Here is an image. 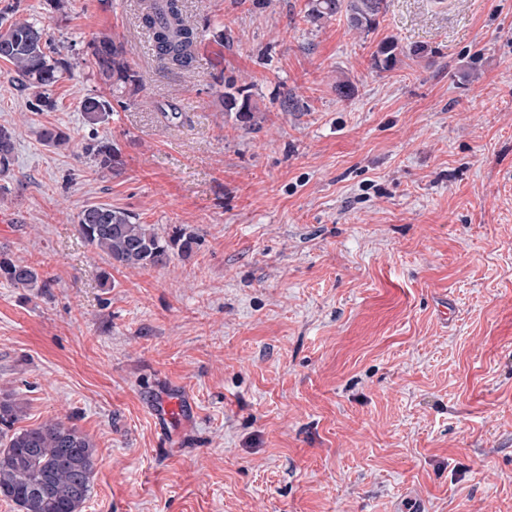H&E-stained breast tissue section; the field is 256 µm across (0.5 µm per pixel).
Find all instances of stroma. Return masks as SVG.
Wrapping results in <instances>:
<instances>
[{"label":"stroma","instance_id":"35a3bbf8","mask_svg":"<svg viewBox=\"0 0 512 512\" xmlns=\"http://www.w3.org/2000/svg\"><path fill=\"white\" fill-rule=\"evenodd\" d=\"M184 2L207 33L189 73L155 59L138 0H70L62 21L19 2L72 62L37 112L0 60V256L50 281L0 279L20 427L95 442L83 512H512V0H387L367 34L306 21L308 0ZM103 29L144 89L93 127ZM387 40L424 52L379 71ZM230 84L253 129L225 115ZM105 137L112 176L83 156ZM92 203L197 242L112 266L77 230ZM179 397L194 412L159 430L152 407ZM243 92L242 89H237L234 92L224 91L219 94V98L224 106V112L234 116L241 128L250 129L256 125V111L250 96L244 95ZM15 135L11 129L0 126V176H8L13 171L15 160Z\"/></svg>","mask_w":512,"mask_h":512}]
</instances>
